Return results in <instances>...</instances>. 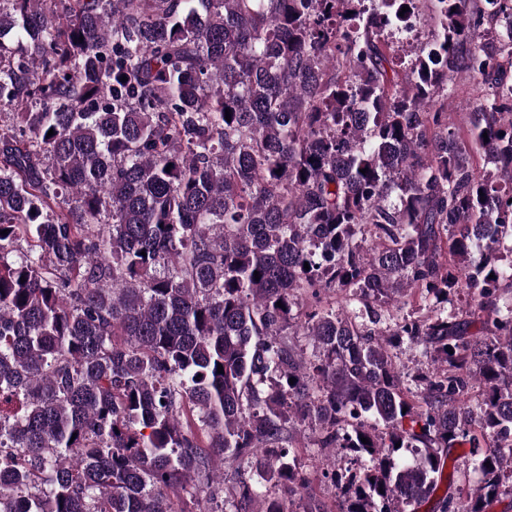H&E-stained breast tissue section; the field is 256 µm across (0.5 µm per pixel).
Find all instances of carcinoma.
<instances>
[{"label":"carcinoma","mask_w":512,"mask_h":512,"mask_svg":"<svg viewBox=\"0 0 512 512\" xmlns=\"http://www.w3.org/2000/svg\"><path fill=\"white\" fill-rule=\"evenodd\" d=\"M187 2L0 0V501L248 512L306 488L308 425L364 460L341 512L419 505L482 442L435 512H486L512 474V37L482 48L512 0H433L407 65L388 39L418 0ZM464 71L462 136L437 98ZM409 292L450 310L380 341ZM406 341L434 363L413 388ZM457 93L452 97V104L448 112H453L452 116L457 128L466 129L467 113L475 112L484 89L477 79L463 75L458 79L456 86Z\"/></svg>","instance_id":"cac0c4a2"}]
</instances>
